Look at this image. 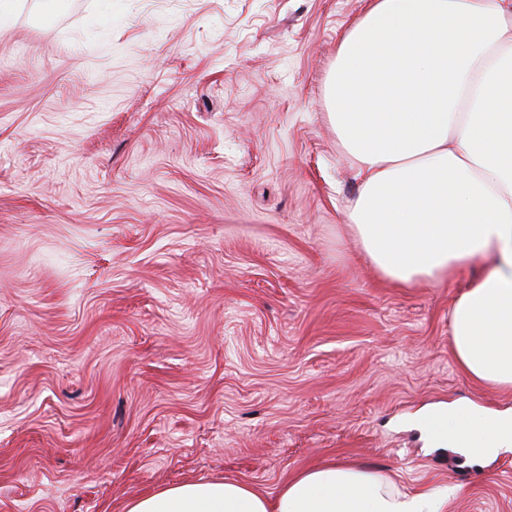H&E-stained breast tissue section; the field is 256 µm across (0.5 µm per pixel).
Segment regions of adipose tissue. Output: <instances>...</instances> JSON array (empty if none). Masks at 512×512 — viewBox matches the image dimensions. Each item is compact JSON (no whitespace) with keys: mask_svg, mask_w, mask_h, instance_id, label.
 <instances>
[{"mask_svg":"<svg viewBox=\"0 0 512 512\" xmlns=\"http://www.w3.org/2000/svg\"><path fill=\"white\" fill-rule=\"evenodd\" d=\"M326 103L360 185L350 229L363 251L401 285L487 264L450 309V342L468 378L512 390V0H371L338 46ZM439 423L459 453L512 448V414L453 407ZM445 501L328 462L272 496L190 482L125 512H442Z\"/></svg>","mask_w":512,"mask_h":512,"instance_id":"adipose-tissue-1","label":"adipose tissue"}]
</instances>
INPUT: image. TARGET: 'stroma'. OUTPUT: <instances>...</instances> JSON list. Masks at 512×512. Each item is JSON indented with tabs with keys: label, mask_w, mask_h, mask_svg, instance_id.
Segmentation results:
<instances>
[{
	"label": "stroma",
	"mask_w": 512,
	"mask_h": 512,
	"mask_svg": "<svg viewBox=\"0 0 512 512\" xmlns=\"http://www.w3.org/2000/svg\"><path fill=\"white\" fill-rule=\"evenodd\" d=\"M367 0H0V512H123L321 461L512 512L413 418L471 279L396 285L348 228L325 85Z\"/></svg>",
	"instance_id": "35a3bbf8"
}]
</instances>
